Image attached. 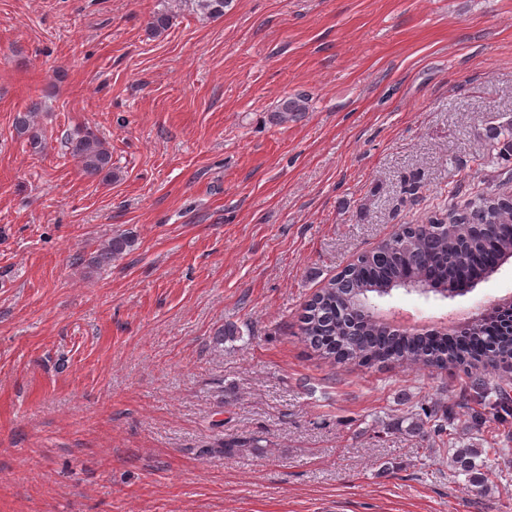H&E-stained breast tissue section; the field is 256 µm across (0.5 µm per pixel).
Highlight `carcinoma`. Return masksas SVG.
<instances>
[{
	"label": "carcinoma",
	"instance_id": "carcinoma-1",
	"mask_svg": "<svg viewBox=\"0 0 512 512\" xmlns=\"http://www.w3.org/2000/svg\"><path fill=\"white\" fill-rule=\"evenodd\" d=\"M230 0H184V5L207 19L224 16ZM172 21L168 6L153 12L148 29L159 36ZM41 104L33 102L15 117V130L27 138L32 148L42 146L36 123ZM306 111L300 96L282 99L277 120L284 122L296 112ZM490 162L508 167L512 162V120L492 129ZM65 147L81 172L88 177L112 176V153L89 126H78L64 136ZM130 246L125 236L111 238L89 259L78 263L103 266ZM512 258V198L504 193H482L461 211L445 217H431L423 224H409L394 233L374 250L361 255L344 274L333 278L304 307L299 330L303 341L320 358L331 364H359L373 367L396 362L406 367L443 369L473 362L496 369L502 358L512 359V334L499 332L480 321L465 330V342L427 336H393L379 323L365 321L349 325L344 302L364 299L389 289L419 282L437 293L461 295L474 288L493 266ZM472 403L468 424L479 430L486 421V410L494 411L501 422L512 419V400L493 377L473 381L465 396ZM456 416L453 407L421 409L415 430L438 437L452 436Z\"/></svg>",
	"mask_w": 512,
	"mask_h": 512
}]
</instances>
